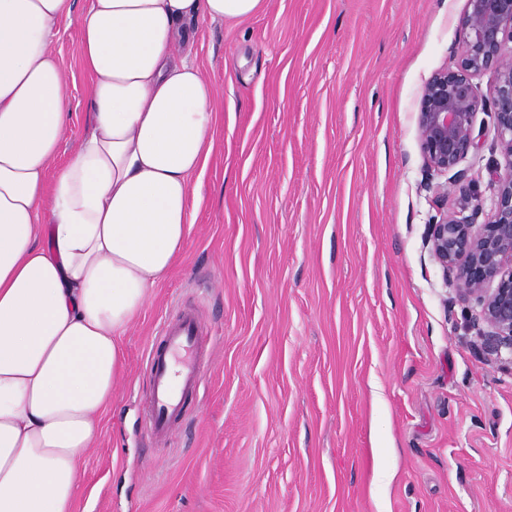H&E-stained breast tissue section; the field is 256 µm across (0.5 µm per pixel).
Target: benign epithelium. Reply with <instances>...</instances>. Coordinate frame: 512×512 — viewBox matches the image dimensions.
Returning a JSON list of instances; mask_svg holds the SVG:
<instances>
[{"instance_id":"1","label":"benign epithelium","mask_w":512,"mask_h":512,"mask_svg":"<svg viewBox=\"0 0 512 512\" xmlns=\"http://www.w3.org/2000/svg\"><path fill=\"white\" fill-rule=\"evenodd\" d=\"M506 39H512V0H467L457 63L428 79L418 113L424 186L447 175L455 196L453 209L431 221L430 251L459 300L479 308L484 345L498 357L512 355V52L503 51ZM486 70L497 78L482 96L473 79ZM480 111L493 119L502 156L490 169L494 210L482 222L475 181L460 167L483 145V132L475 128Z\"/></svg>"}]
</instances>
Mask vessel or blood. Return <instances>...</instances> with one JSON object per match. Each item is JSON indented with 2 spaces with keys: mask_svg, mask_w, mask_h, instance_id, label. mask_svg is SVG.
<instances>
[{
  "mask_svg": "<svg viewBox=\"0 0 512 512\" xmlns=\"http://www.w3.org/2000/svg\"><path fill=\"white\" fill-rule=\"evenodd\" d=\"M159 339L147 358L152 382L148 433L155 440L169 437L184 413L186 396L199 386L203 365L198 350L204 330L196 315L185 311L160 325Z\"/></svg>",
  "mask_w": 512,
  "mask_h": 512,
  "instance_id": "b4317fda",
  "label": "vessel or blood"
}]
</instances>
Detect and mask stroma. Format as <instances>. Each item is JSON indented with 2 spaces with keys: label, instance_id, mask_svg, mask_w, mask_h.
Wrapping results in <instances>:
<instances>
[{
  "label": "stroma",
  "instance_id": "1",
  "mask_svg": "<svg viewBox=\"0 0 512 512\" xmlns=\"http://www.w3.org/2000/svg\"><path fill=\"white\" fill-rule=\"evenodd\" d=\"M467 0H265L187 20L220 122L181 256L121 339L72 512H512V357L487 355L427 243L423 86ZM77 23L54 49L87 127ZM464 161L493 207L491 117ZM195 309L200 385L151 441L149 347Z\"/></svg>",
  "mask_w": 512,
  "mask_h": 512
}]
</instances>
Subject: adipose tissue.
<instances>
[{
	"label": "adipose tissue",
	"mask_w": 512,
	"mask_h": 512,
	"mask_svg": "<svg viewBox=\"0 0 512 512\" xmlns=\"http://www.w3.org/2000/svg\"><path fill=\"white\" fill-rule=\"evenodd\" d=\"M264 0H88V128L53 48L75 0H0V512H70L121 338L190 231L218 124L185 22Z\"/></svg>",
	"instance_id": "ef3b65f1"
}]
</instances>
